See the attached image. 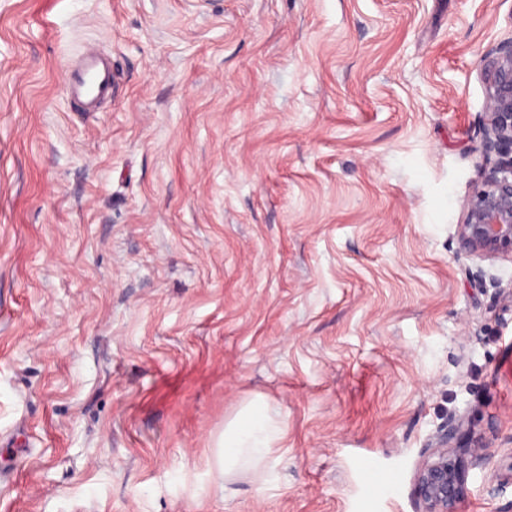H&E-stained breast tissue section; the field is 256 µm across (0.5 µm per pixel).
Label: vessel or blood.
Segmentation results:
<instances>
[{
  "instance_id": "1",
  "label": "vessel or blood",
  "mask_w": 512,
  "mask_h": 512,
  "mask_svg": "<svg viewBox=\"0 0 512 512\" xmlns=\"http://www.w3.org/2000/svg\"><path fill=\"white\" fill-rule=\"evenodd\" d=\"M63 84L78 111H98L114 93L111 57L97 49L83 51L67 65Z\"/></svg>"
}]
</instances>
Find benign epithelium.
Listing matches in <instances>:
<instances>
[{
	"label": "benign epithelium",
	"mask_w": 512,
	"mask_h": 512,
	"mask_svg": "<svg viewBox=\"0 0 512 512\" xmlns=\"http://www.w3.org/2000/svg\"><path fill=\"white\" fill-rule=\"evenodd\" d=\"M486 86L482 180L465 207L456 236L461 253L492 258L512 255V37L501 40L481 70ZM460 424L440 431L437 446L421 464L414 494L421 512H457L465 495V465L448 453Z\"/></svg>",
	"instance_id": "obj_1"
}]
</instances>
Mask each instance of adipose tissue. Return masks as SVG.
<instances>
[{
  "label": "adipose tissue",
  "instance_id": "adipose-tissue-1",
  "mask_svg": "<svg viewBox=\"0 0 512 512\" xmlns=\"http://www.w3.org/2000/svg\"><path fill=\"white\" fill-rule=\"evenodd\" d=\"M283 431L279 411L265 401H255L225 427L218 442L219 467L232 470L244 458L255 464L263 461L272 441Z\"/></svg>",
  "mask_w": 512,
  "mask_h": 512
}]
</instances>
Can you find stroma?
<instances>
[{
	"instance_id": "35a3bbf8",
	"label": "stroma",
	"mask_w": 512,
	"mask_h": 512,
	"mask_svg": "<svg viewBox=\"0 0 512 512\" xmlns=\"http://www.w3.org/2000/svg\"><path fill=\"white\" fill-rule=\"evenodd\" d=\"M512 0H0V512H512V258L460 254ZM112 54L101 112L62 72ZM285 432L220 475L255 398ZM459 431V423L442 429L437 446L418 470L414 494L422 505L421 512H457V504L465 495L464 462L448 453L449 444Z\"/></svg>"
}]
</instances>
